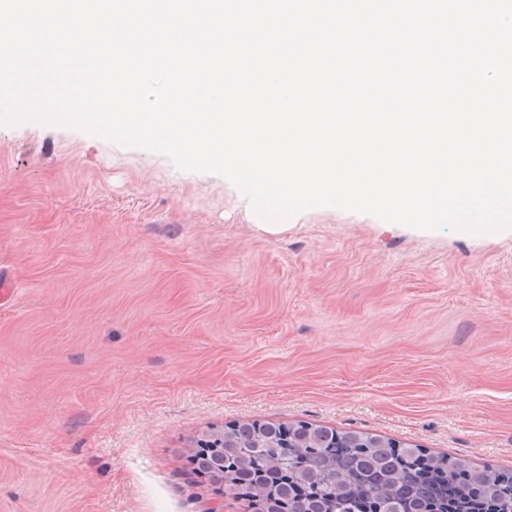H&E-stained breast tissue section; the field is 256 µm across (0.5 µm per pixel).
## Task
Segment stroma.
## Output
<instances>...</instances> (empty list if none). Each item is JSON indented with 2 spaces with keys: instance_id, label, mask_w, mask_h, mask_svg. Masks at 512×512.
<instances>
[{
  "instance_id": "stroma-1",
  "label": "stroma",
  "mask_w": 512,
  "mask_h": 512,
  "mask_svg": "<svg viewBox=\"0 0 512 512\" xmlns=\"http://www.w3.org/2000/svg\"><path fill=\"white\" fill-rule=\"evenodd\" d=\"M0 126V512H252L190 442L305 420L512 468V230L334 207Z\"/></svg>"
}]
</instances>
